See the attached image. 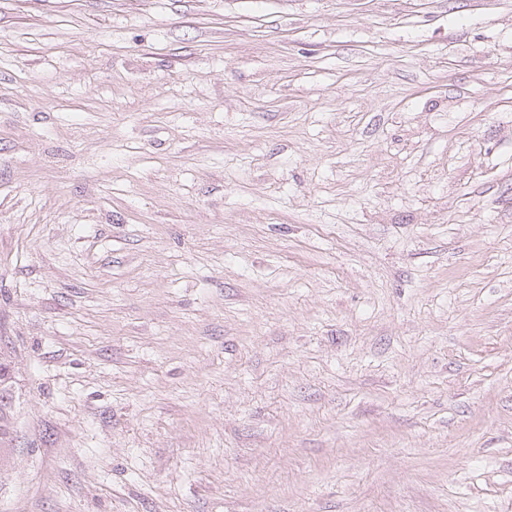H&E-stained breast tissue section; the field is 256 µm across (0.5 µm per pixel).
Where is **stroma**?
Wrapping results in <instances>:
<instances>
[{
    "label": "stroma",
    "instance_id": "1",
    "mask_svg": "<svg viewBox=\"0 0 512 512\" xmlns=\"http://www.w3.org/2000/svg\"><path fill=\"white\" fill-rule=\"evenodd\" d=\"M0 512H512V0H0Z\"/></svg>",
    "mask_w": 512,
    "mask_h": 512
}]
</instances>
